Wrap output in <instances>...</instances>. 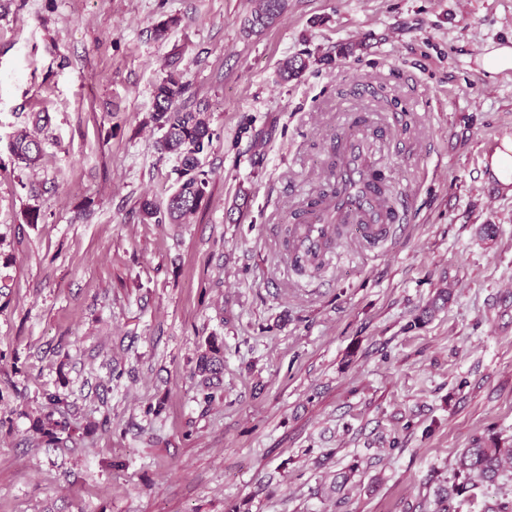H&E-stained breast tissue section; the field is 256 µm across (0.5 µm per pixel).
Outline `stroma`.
I'll use <instances>...</instances> for the list:
<instances>
[{
	"label": "stroma",
	"mask_w": 512,
	"mask_h": 512,
	"mask_svg": "<svg viewBox=\"0 0 512 512\" xmlns=\"http://www.w3.org/2000/svg\"><path fill=\"white\" fill-rule=\"evenodd\" d=\"M287 2L259 34L252 0L0 13V512H433L462 449L512 446V194L489 170L512 69L483 67L512 0ZM289 57L307 67L284 81ZM173 61L214 137L201 208L157 224L141 204H165L178 162L149 117ZM38 112L23 169L8 144ZM360 116L401 222L295 270L281 226ZM51 394L73 404L54 447L35 431ZM510 501L512 467L453 506Z\"/></svg>",
	"instance_id": "1"
}]
</instances>
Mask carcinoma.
Segmentation results:
<instances>
[{"instance_id": "carcinoma-1", "label": "carcinoma", "mask_w": 512, "mask_h": 512, "mask_svg": "<svg viewBox=\"0 0 512 512\" xmlns=\"http://www.w3.org/2000/svg\"><path fill=\"white\" fill-rule=\"evenodd\" d=\"M287 0H256V6L248 19L249 30L260 32L274 24L284 13ZM307 67L306 61L296 57L288 59L280 76L289 79L298 76ZM188 82L183 72L174 69L156 86L154 91V111L151 121L162 131L161 146L165 152L176 156L177 188L160 208L150 200H145L141 212L146 220L157 224L165 222L180 224L194 214L202 205L209 184L204 160L212 145L213 133L205 117L207 105L200 103L192 110L179 106V101L187 92ZM10 154L17 164L32 168L42 159V148L36 136L21 130L9 144ZM49 404L55 409L38 421V430L47 439V444L59 441L58 432L66 429L65 413L69 404L66 400L51 395ZM60 418H54V414ZM512 464V447L503 448L492 440L488 443L478 440L458 455L454 467L456 481L451 486H441L436 491L437 512H450L449 501L460 497L477 486V483L493 484L502 469ZM464 476L459 482L457 478Z\"/></svg>"}]
</instances>
